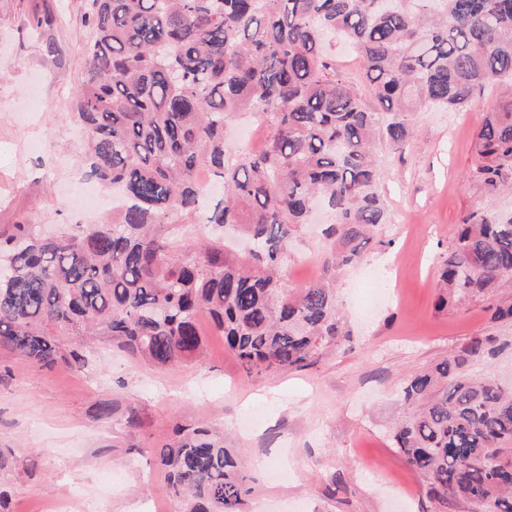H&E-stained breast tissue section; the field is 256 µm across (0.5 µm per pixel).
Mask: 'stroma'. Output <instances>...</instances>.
<instances>
[{"label": "stroma", "instance_id": "obj_1", "mask_svg": "<svg viewBox=\"0 0 512 512\" xmlns=\"http://www.w3.org/2000/svg\"><path fill=\"white\" fill-rule=\"evenodd\" d=\"M90 0H0V230L85 223L88 187L74 148L80 61L93 32ZM512 96L478 95L463 112L419 111L404 151L380 145L391 215L361 263L336 275L347 335L301 368L246 378L207 313L203 360L158 368L85 341L82 367L33 365L0 348V499L5 512H180L157 451L177 431H224L252 479L249 512H440L425 477L393 446L410 373L493 335L504 350L470 377L512 387V325L490 298L437 309V270L461 216L485 197L466 178L485 112ZM323 223L300 226L283 258L289 287L317 279ZM110 415H102L101 405Z\"/></svg>", "mask_w": 512, "mask_h": 512}]
</instances>
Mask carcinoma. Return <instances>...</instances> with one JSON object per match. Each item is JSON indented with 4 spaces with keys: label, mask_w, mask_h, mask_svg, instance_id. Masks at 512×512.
Listing matches in <instances>:
<instances>
[{
    "label": "carcinoma",
    "mask_w": 512,
    "mask_h": 512,
    "mask_svg": "<svg viewBox=\"0 0 512 512\" xmlns=\"http://www.w3.org/2000/svg\"><path fill=\"white\" fill-rule=\"evenodd\" d=\"M92 4L73 112L79 157L87 178L126 203L53 235L38 224L0 233V346L32 364L83 363L62 333L159 367L192 363L206 352L205 312L246 376L302 365L342 335L336 270L360 262L363 242L390 223L378 143L401 151L421 109L462 112L485 88H512V0ZM336 35L360 58L367 92L328 53ZM243 120L264 125L261 150L226 146L225 127ZM202 168L224 184L206 223L236 227L250 253H232L219 235L189 243L163 232L201 212ZM467 179L488 198L460 218L439 309L512 280V212L493 205L512 191V97L485 113ZM317 202L333 217L324 275L290 288L281 255ZM499 351L494 337L473 336L406 380L411 410L393 439L440 504L512 512V391L461 372ZM159 460L183 512H245L252 487L224 437L183 428Z\"/></svg>",
    "instance_id": "cac0c4a2"
}]
</instances>
